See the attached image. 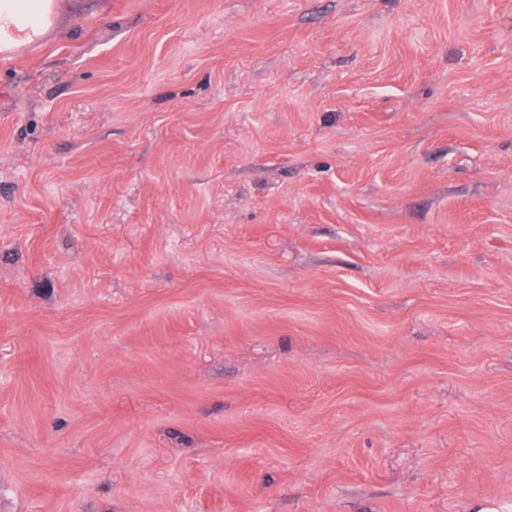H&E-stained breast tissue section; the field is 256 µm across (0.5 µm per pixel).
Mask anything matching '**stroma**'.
<instances>
[{"label":"stroma","mask_w":512,"mask_h":512,"mask_svg":"<svg viewBox=\"0 0 512 512\" xmlns=\"http://www.w3.org/2000/svg\"><path fill=\"white\" fill-rule=\"evenodd\" d=\"M0 58V512L512 501V0H60Z\"/></svg>","instance_id":"obj_1"}]
</instances>
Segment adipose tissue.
<instances>
[{
  "label": "adipose tissue",
  "instance_id": "obj_1",
  "mask_svg": "<svg viewBox=\"0 0 512 512\" xmlns=\"http://www.w3.org/2000/svg\"><path fill=\"white\" fill-rule=\"evenodd\" d=\"M59 18L57 0H0V56L40 41Z\"/></svg>",
  "mask_w": 512,
  "mask_h": 512
}]
</instances>
